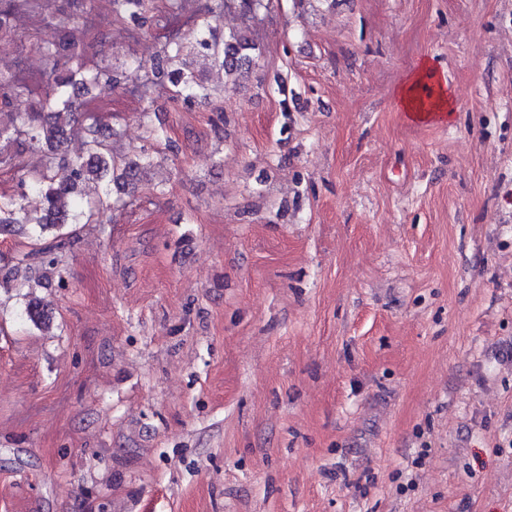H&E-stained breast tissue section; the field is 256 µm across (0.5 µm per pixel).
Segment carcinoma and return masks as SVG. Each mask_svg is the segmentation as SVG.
Segmentation results:
<instances>
[{"label":"carcinoma","mask_w":512,"mask_h":512,"mask_svg":"<svg viewBox=\"0 0 512 512\" xmlns=\"http://www.w3.org/2000/svg\"><path fill=\"white\" fill-rule=\"evenodd\" d=\"M186 0H164V19L177 20L183 15ZM114 20L126 17L142 23L152 21L149 13L159 10L153 0H108ZM33 10L53 12V0H0V47L12 39L13 18L20 5ZM272 0H205L200 14L206 21L199 24L198 36L190 49L181 41L167 39L163 49L152 59L149 67L139 63L118 71L105 65L106 54L98 49L97 62L89 60L88 47L76 40L73 30L79 27L78 18L70 14H58V22L64 31L62 41L39 47L48 59L58 56L59 50L69 52L72 65L66 70L51 68L48 79L34 85L19 77L13 70L0 69V106L10 109V120L0 123V141L8 144L21 143L34 154L40 155V164L28 166L20 160V154L0 153V165L14 169L22 176L20 185L38 196L40 213L31 216L22 206L24 195H0V232L16 224H35L40 230L78 224H96V213L119 209L126 205L122 197L107 201L79 204L80 187L91 180L107 177L117 187L132 196L139 190L143 177L162 166L166 155L145 149L134 159H123L113 152L112 144L118 137L117 130L103 121L100 109L89 105L86 96L91 87L105 86L111 92L128 87L141 90L144 102L142 113L151 112L150 89L166 83L172 86V99L192 102L210 98V89L204 75L194 69L190 56L197 55L209 62L211 68L226 76L236 78L248 73L258 51L249 28L234 30L220 37L212 23L228 11L238 12L251 21L268 10ZM40 97L52 104L54 111L42 112L33 105ZM86 135L83 151L72 155L68 141L75 128ZM64 243H46L22 255L18 263L36 271L59 263V250Z\"/></svg>","instance_id":"1"}]
</instances>
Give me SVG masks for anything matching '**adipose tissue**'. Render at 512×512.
<instances>
[{
    "instance_id": "obj_1",
    "label": "adipose tissue",
    "mask_w": 512,
    "mask_h": 512,
    "mask_svg": "<svg viewBox=\"0 0 512 512\" xmlns=\"http://www.w3.org/2000/svg\"><path fill=\"white\" fill-rule=\"evenodd\" d=\"M395 105L420 121L443 119L454 110L451 95L427 62L421 63L398 89Z\"/></svg>"
}]
</instances>
